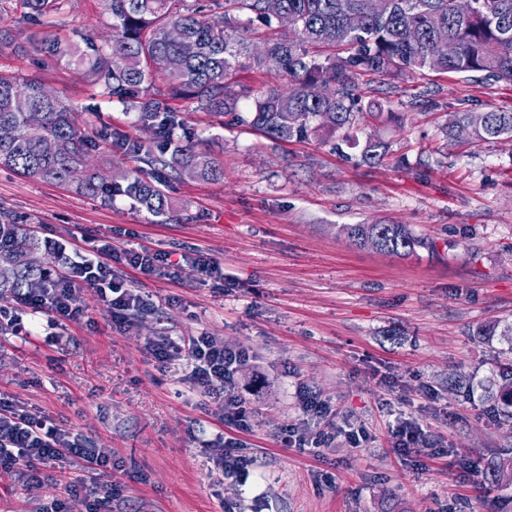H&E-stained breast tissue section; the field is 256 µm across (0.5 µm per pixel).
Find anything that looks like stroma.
Segmentation results:
<instances>
[{"mask_svg": "<svg viewBox=\"0 0 512 512\" xmlns=\"http://www.w3.org/2000/svg\"><path fill=\"white\" fill-rule=\"evenodd\" d=\"M69 30L108 35L104 0H69ZM54 90L86 122L152 142L135 113L100 104L76 73L32 58L0 56ZM368 98L391 100L400 123H366L390 146L378 165L336 137L272 143L244 123L184 103L181 117L224 163L217 183H170L179 218L149 222L123 196L106 203L0 168V216L39 240L109 241L117 253L146 247L180 256L196 248L224 264L222 283L147 276L125 265L129 287L151 308L119 326L93 289L86 317L62 346L0 337V397L25 403L62 429L108 448L128 472L116 512H512L488 460L512 451V422L497 393L512 341L478 335L512 323V143L445 145L449 113L512 110V85L454 75L416 76L429 103L406 106L390 81L363 76ZM406 224L434 244L410 258L352 245L343 224ZM209 332L248 348L240 392L256 412L240 438L258 461L246 486L214 482L199 438L231 433L159 371L146 347L159 333ZM322 394L343 419L366 427L367 447L335 440L317 458L277 441L283 425L314 424L297 387ZM418 423L441 453L402 460L391 446L392 414ZM50 481L27 489L0 480V512H35L61 494Z\"/></svg>", "mask_w": 512, "mask_h": 512, "instance_id": "1", "label": "stroma"}]
</instances>
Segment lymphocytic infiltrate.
I'll return each mask as SVG.
<instances>
[{
	"label": "lymphocytic infiltrate",
	"instance_id": "obj_1",
	"mask_svg": "<svg viewBox=\"0 0 512 512\" xmlns=\"http://www.w3.org/2000/svg\"><path fill=\"white\" fill-rule=\"evenodd\" d=\"M54 256L56 270L50 280L9 304H0V335L41 336L48 343L59 344L69 325L84 318L83 291L87 288L94 289L109 305L116 323H126L131 316L147 310L148 303L139 291L126 287L116 274L113 264L119 256L110 242L98 241L85 251L74 243L58 241ZM147 351L159 369L185 366L182 383L205 402L214 403L225 420L240 429H251V415L235 379L239 367L250 359L248 348L226 345L220 337L203 332L179 339L157 336L149 342ZM295 395L300 410L317 420L321 429L308 435L285 426L280 439L284 447L311 451L339 435L355 448L370 441L366 428L338 419L318 393L299 389ZM390 437L398 454L427 457L434 453L423 429L409 419L396 417ZM205 448L212 473L244 482L257 469L256 458L247 454L235 437L217 436L207 441ZM71 466L83 471V478L66 482L63 496L44 505L40 512H71L75 501L82 503L84 512H107L118 492L101 489L97 477L111 468V449L83 442L18 400L0 398V474L32 489L49 480L50 469Z\"/></svg>",
	"mask_w": 512,
	"mask_h": 512
}]
</instances>
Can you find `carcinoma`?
<instances>
[{
  "label": "carcinoma",
  "instance_id": "carcinoma-1",
  "mask_svg": "<svg viewBox=\"0 0 512 512\" xmlns=\"http://www.w3.org/2000/svg\"><path fill=\"white\" fill-rule=\"evenodd\" d=\"M68 0H19L22 17H51L65 26ZM112 17V38L97 43L90 34L76 41L54 31L19 41L0 27V54L37 56L43 63L74 70L108 103L137 114L153 130L146 146L110 125L102 128L113 155L147 166L134 178L105 176L91 162L92 140L73 110L42 84L0 72V166L27 178L60 185L112 201L122 194L156 223L175 220L165 191L167 179L219 181L224 168L197 149L177 100H190L216 116L236 110L231 84L239 71L257 68L288 79L284 91L254 98L249 118L241 119L272 142L306 138L326 131L361 148V162L381 163L388 145L377 136L360 143L357 131L366 117H396L384 105H362L357 76L411 80L437 73H482L512 82V0H471L459 12L454 0H382L378 14L367 0H279L294 21L280 31L266 0H104ZM458 43L448 56V41ZM512 141V111L469 109L451 113L446 140ZM340 232L359 247L409 257L431 243L405 224H344ZM41 242L9 221H0V300L36 288L46 267L29 257Z\"/></svg>",
  "mask_w": 512,
  "mask_h": 512
}]
</instances>
